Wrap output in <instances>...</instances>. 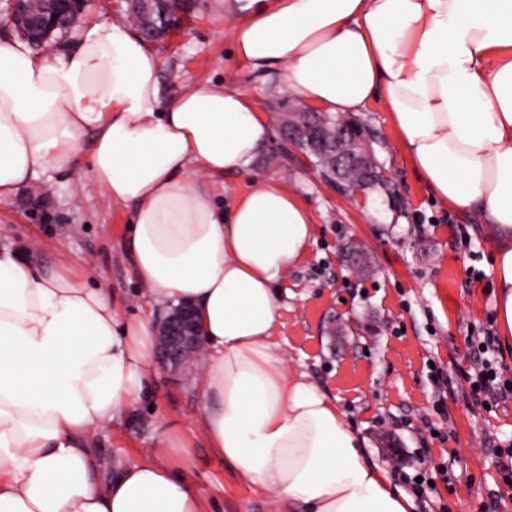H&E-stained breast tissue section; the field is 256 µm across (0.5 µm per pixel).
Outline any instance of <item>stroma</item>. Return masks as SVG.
I'll use <instances>...</instances> for the list:
<instances>
[{
	"instance_id": "35a3bbf8",
	"label": "stroma",
	"mask_w": 512,
	"mask_h": 512,
	"mask_svg": "<svg viewBox=\"0 0 512 512\" xmlns=\"http://www.w3.org/2000/svg\"><path fill=\"white\" fill-rule=\"evenodd\" d=\"M181 26L152 42L163 97L212 79L251 94L259 111L295 104L234 54L232 22L212 0H184ZM390 181V195H345L324 181L270 125L252 173H229L216 205L248 190L254 175L284 179L310 209L312 239L278 285L275 348L287 369L336 399L364 446L383 461L382 437L398 446L390 471L411 491L418 476L434 485L413 512H512V479L499 455L512 440V395L487 405L466 380L480 365L477 341L495 331L493 240L473 212L432 200L398 142L382 100L361 112ZM130 208L109 202L84 162L66 173L49 168L32 186L0 203V243L38 266L69 272L105 289L122 322L157 319L127 253ZM361 245L372 269L343 260ZM203 401L184 374L152 358L139 400L98 430L89 446L101 462L98 480L137 461L165 438L187 447L190 482L206 512H285L270 490L239 480L207 447L199 429Z\"/></svg>"
}]
</instances>
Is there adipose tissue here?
<instances>
[{
	"label": "adipose tissue",
	"mask_w": 512,
	"mask_h": 512,
	"mask_svg": "<svg viewBox=\"0 0 512 512\" xmlns=\"http://www.w3.org/2000/svg\"><path fill=\"white\" fill-rule=\"evenodd\" d=\"M235 51L323 112L382 99L432 194L477 210L496 242L495 322L512 342V0H214ZM159 62L123 21L82 25L49 56L0 37V202L48 167L85 160L132 209L136 277L154 303H190L204 337L192 381L209 448L290 512H410L336 402L273 351L276 285L313 234L306 204L250 172L268 124L250 96L211 80L166 100ZM150 322L122 325L108 293L0 245V512H204L169 439L100 484L88 434L135 403ZM253 177L250 174L229 173L224 176V196L218 194L214 201L217 206L223 207L224 199L228 200L233 194L242 193L248 190L253 184Z\"/></svg>",
	"instance_id": "ef3b65f1"
}]
</instances>
